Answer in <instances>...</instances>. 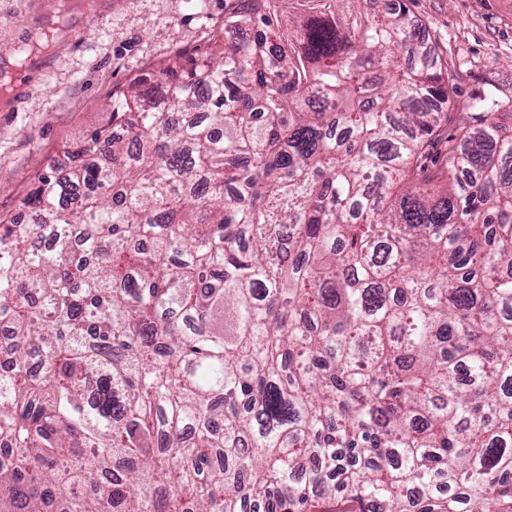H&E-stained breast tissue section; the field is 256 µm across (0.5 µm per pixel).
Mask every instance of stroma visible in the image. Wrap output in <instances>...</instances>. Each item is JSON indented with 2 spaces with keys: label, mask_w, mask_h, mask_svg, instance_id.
<instances>
[{
  "label": "stroma",
  "mask_w": 512,
  "mask_h": 512,
  "mask_svg": "<svg viewBox=\"0 0 512 512\" xmlns=\"http://www.w3.org/2000/svg\"><path fill=\"white\" fill-rule=\"evenodd\" d=\"M0 0V50L31 47L0 86V224L39 176L105 124L112 91L182 53L204 50L234 0ZM456 75L455 105L477 93L512 100V0H404Z\"/></svg>",
  "instance_id": "stroma-1"
}]
</instances>
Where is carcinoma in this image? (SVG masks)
<instances>
[{
	"instance_id": "obj_1",
	"label": "carcinoma",
	"mask_w": 512,
	"mask_h": 512,
	"mask_svg": "<svg viewBox=\"0 0 512 512\" xmlns=\"http://www.w3.org/2000/svg\"><path fill=\"white\" fill-rule=\"evenodd\" d=\"M274 2L0 225V512H512V104L401 5Z\"/></svg>"
}]
</instances>
